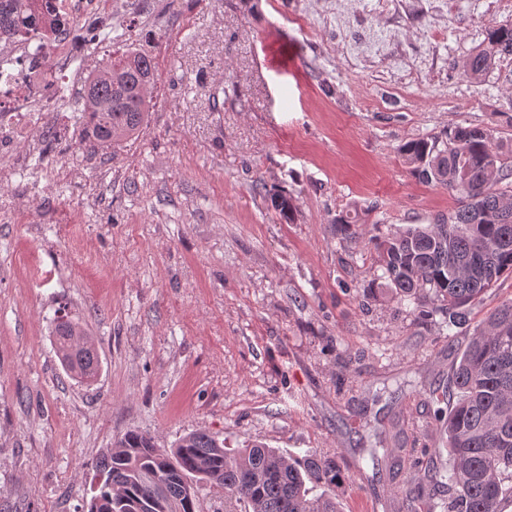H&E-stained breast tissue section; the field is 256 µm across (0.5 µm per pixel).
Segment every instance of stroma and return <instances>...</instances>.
<instances>
[{
    "instance_id": "1",
    "label": "stroma",
    "mask_w": 512,
    "mask_h": 512,
    "mask_svg": "<svg viewBox=\"0 0 512 512\" xmlns=\"http://www.w3.org/2000/svg\"><path fill=\"white\" fill-rule=\"evenodd\" d=\"M112 0L80 20L76 70L155 58L148 127L89 154L76 98L26 123L0 165V512H80L129 430H195L335 458L342 512H430L383 446L447 468L435 419L466 343L448 319L378 301L368 237L456 201L399 147L453 123L512 138V55L463 65L512 0ZM285 190L293 221L272 208ZM357 212L363 236L337 232ZM94 339L92 385L52 346L58 313Z\"/></svg>"
}]
</instances>
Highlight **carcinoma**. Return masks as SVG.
I'll list each match as a JSON object with an SVG mask.
<instances>
[{
  "mask_svg": "<svg viewBox=\"0 0 512 512\" xmlns=\"http://www.w3.org/2000/svg\"><path fill=\"white\" fill-rule=\"evenodd\" d=\"M77 25L61 15L57 0H0V41L39 40ZM502 55H512V23L488 29L484 45L471 53L464 77L480 83ZM112 75L94 69L81 96L78 146L106 152L140 133L155 106L143 86L156 82L153 57L141 50L108 56ZM400 152L424 182L456 196V206L433 223L373 236L382 274L369 289L399 301L411 300L419 314L441 311L448 324L469 327L465 348L448 375V411L436 421L447 436L448 481L440 470L417 467L409 486L448 492L454 512H502L512 502V299L472 325L469 307L506 274H512V140L489 128L456 123L443 138L405 142ZM79 324L54 321V351L63 370L80 383L98 376L94 345L75 350ZM224 490L229 512H341L336 498L317 487L336 485V461L301 459L253 444L228 448L217 433L195 430L171 448L127 432L94 464L87 512H197V492L183 479Z\"/></svg>",
  "mask_w": 512,
  "mask_h": 512,
  "instance_id": "carcinoma-1",
  "label": "carcinoma"
}]
</instances>
